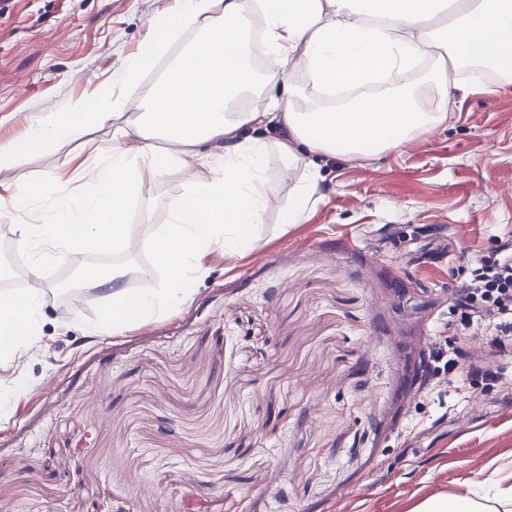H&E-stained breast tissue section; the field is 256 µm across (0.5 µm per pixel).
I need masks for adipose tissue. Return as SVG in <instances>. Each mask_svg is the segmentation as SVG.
Returning <instances> with one entry per match:
<instances>
[{
  "mask_svg": "<svg viewBox=\"0 0 512 512\" xmlns=\"http://www.w3.org/2000/svg\"><path fill=\"white\" fill-rule=\"evenodd\" d=\"M441 16L439 0H176L174 12L156 21L155 39L113 84L69 101L63 111L33 118L22 140L0 139V170L15 169L29 156L81 138L88 125L112 128L111 146L80 203L70 197L68 171L36 182L19 178L10 195L16 212L38 199L54 202L44 223L15 224L20 244H46L35 259L39 265H78L91 251L127 253L129 202L138 191L140 166L158 174L177 169L186 190L171 205L167 224L149 239L164 287L123 288L126 263L92 274L107 288L99 332L118 336L176 313L191 299L194 282L207 275L202 260L208 253L244 255L257 248L253 228L263 221L271 168L286 178L301 170L281 214L282 223L300 224L320 188L319 158L375 156L447 123V82L436 85L427 107L415 93L389 86L392 75L410 69L431 47L444 48L449 73L474 63L512 77V0H457L452 23L441 24ZM256 23L272 58L261 73L246 53ZM186 29L195 30L194 41L156 82L130 96L115 93V86H132ZM302 70L321 90L341 80L370 90L341 107L314 101L303 111L290 99L271 100L261 111L245 106L248 93ZM259 128L269 137L256 136ZM131 141L136 151H129ZM204 168L209 177L201 176ZM48 301L44 288L0 293L1 362L37 347ZM480 486L467 498L428 499L415 512H512V487H498L491 478Z\"/></svg>",
  "mask_w": 512,
  "mask_h": 512,
  "instance_id": "obj_1",
  "label": "adipose tissue"
}]
</instances>
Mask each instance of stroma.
I'll use <instances>...</instances> for the list:
<instances>
[{
    "label": "stroma",
    "instance_id": "obj_1",
    "mask_svg": "<svg viewBox=\"0 0 512 512\" xmlns=\"http://www.w3.org/2000/svg\"><path fill=\"white\" fill-rule=\"evenodd\" d=\"M175 0H12L0 15V139L111 81ZM468 64L450 119L370 158L320 161V195L281 226L271 173L260 248L207 255L177 314L87 333L105 305L85 282L48 304L38 348L0 367L27 394L0 410V512H413L512 484V352L494 381L448 348L488 357L454 293L475 260L512 245V84ZM89 126L0 170L71 169L80 196L106 140ZM131 290L158 287L145 241L167 224L177 171L139 170Z\"/></svg>",
    "mask_w": 512,
    "mask_h": 512
}]
</instances>
